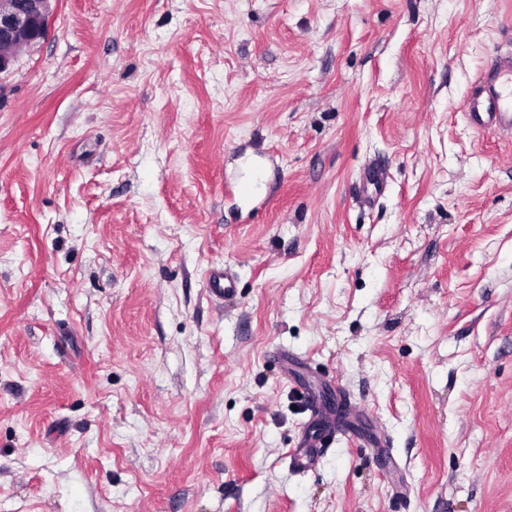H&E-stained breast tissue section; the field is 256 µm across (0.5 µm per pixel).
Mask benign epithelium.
I'll list each match as a JSON object with an SVG mask.
<instances>
[{
    "instance_id": "7a95c632",
    "label": "benign epithelium",
    "mask_w": 512,
    "mask_h": 512,
    "mask_svg": "<svg viewBox=\"0 0 512 512\" xmlns=\"http://www.w3.org/2000/svg\"><path fill=\"white\" fill-rule=\"evenodd\" d=\"M53 0H0V75L20 49L34 46L48 32Z\"/></svg>"
}]
</instances>
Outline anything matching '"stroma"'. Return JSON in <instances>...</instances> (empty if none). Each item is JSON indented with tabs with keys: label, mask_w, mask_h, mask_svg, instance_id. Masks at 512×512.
<instances>
[{
	"label": "stroma",
	"mask_w": 512,
	"mask_h": 512,
	"mask_svg": "<svg viewBox=\"0 0 512 512\" xmlns=\"http://www.w3.org/2000/svg\"><path fill=\"white\" fill-rule=\"evenodd\" d=\"M497 48L512 0H57L0 75V512H512ZM468 122L477 131L495 129L512 135V50L499 53L463 103ZM363 203L372 204L383 191L387 183L386 170L378 165H368L363 169ZM209 291L217 297L233 294L235 280L226 270H213L209 274Z\"/></svg>",
	"instance_id": "stroma-1"
}]
</instances>
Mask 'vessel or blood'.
<instances>
[{"label": "vessel or blood", "instance_id": "obj_1", "mask_svg": "<svg viewBox=\"0 0 512 512\" xmlns=\"http://www.w3.org/2000/svg\"><path fill=\"white\" fill-rule=\"evenodd\" d=\"M470 125L478 131L494 129L512 135V50L498 54L463 103ZM363 202L372 204L387 183L385 169L366 166L362 172Z\"/></svg>", "mask_w": 512, "mask_h": 512}]
</instances>
